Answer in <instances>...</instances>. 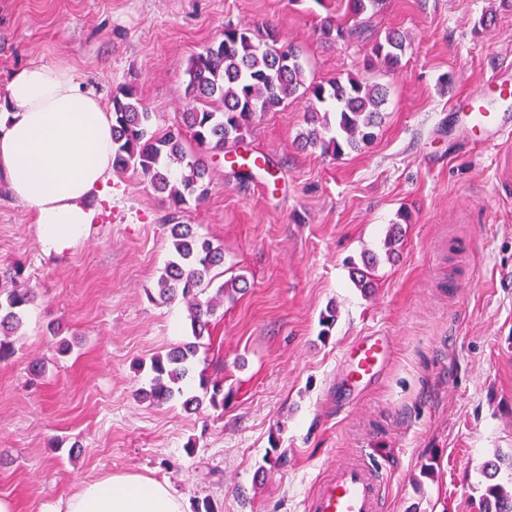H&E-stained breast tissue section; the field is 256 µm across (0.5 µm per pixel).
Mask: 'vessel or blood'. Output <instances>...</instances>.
<instances>
[{"instance_id": "obj_1", "label": "vessel or blood", "mask_w": 512, "mask_h": 512, "mask_svg": "<svg viewBox=\"0 0 512 512\" xmlns=\"http://www.w3.org/2000/svg\"><path fill=\"white\" fill-rule=\"evenodd\" d=\"M465 131L494 145L512 137V78L495 73L470 92L462 104ZM391 354L385 336L356 337L344 352L343 386L360 393L379 378ZM387 474L372 465L340 462L316 483L307 512H384Z\"/></svg>"}]
</instances>
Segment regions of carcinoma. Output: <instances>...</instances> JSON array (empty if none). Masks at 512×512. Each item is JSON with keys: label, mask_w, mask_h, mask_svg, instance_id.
<instances>
[{"label": "carcinoma", "mask_w": 512, "mask_h": 512, "mask_svg": "<svg viewBox=\"0 0 512 512\" xmlns=\"http://www.w3.org/2000/svg\"><path fill=\"white\" fill-rule=\"evenodd\" d=\"M383 0H347L348 13L354 19L376 9ZM359 25L344 27L327 18L322 27L326 39L345 38ZM410 47V41L399 31H390L384 41L375 43L366 68L384 67L396 70ZM187 91L198 100L221 104L217 111L193 108L181 113L179 120L162 135L151 131L152 113L148 112L136 90L125 85L112 96V169L140 171L157 193L166 195L171 212V252L158 286L165 300H186L194 341L172 348L151 363L153 376L143 398L158 403L181 401L186 411H195L204 402L224 406L223 385L200 378L203 395L187 391L193 378L194 359L200 340L209 332L211 318L218 304L204 297L212 270L224 262V251L201 237L189 224L177 223L178 213L189 200L204 201L210 191V162L229 147L238 146L259 112H273L288 98L301 94L309 101L308 129L301 136L303 146L318 148L324 155L338 156L344 149L357 150L376 138L382 108L387 101L386 89L363 77L346 80L330 78L306 83L301 51L281 41L272 28L250 25L224 26V38L192 56L186 70ZM335 121L329 120V115ZM192 140L204 149L202 154H189L184 143ZM182 165L180 176L171 175V164ZM34 299L30 288L10 290L8 305H0V334L18 330L22 309ZM503 460L484 463L482 473L487 480L479 512H512V486L495 482Z\"/></svg>", "instance_id": "1"}]
</instances>
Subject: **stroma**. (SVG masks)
<instances>
[{"label": "stroma", "mask_w": 512, "mask_h": 512, "mask_svg": "<svg viewBox=\"0 0 512 512\" xmlns=\"http://www.w3.org/2000/svg\"><path fill=\"white\" fill-rule=\"evenodd\" d=\"M328 2L0 0V90L27 65L70 64L104 105L135 86L157 133L195 107L189 59L228 23L273 25L308 80L363 75L388 91L376 139L336 158L301 148L309 103L289 98L239 149L266 173L243 181L214 158L209 196L185 207L224 251L214 285L247 283L197 357L224 383L217 409L140 395L152 358L192 338L184 303L156 294L168 203L142 174H113L88 237L61 255L0 183V265L35 292L0 362V497L15 512H65L82 482L125 472L168 482L188 512H305L315 481L355 453L388 473L387 512H474L479 465L512 455V142L453 131L457 102L512 72V0H383L336 41L319 27L344 21L346 0ZM392 29L411 39L401 68L366 70ZM367 252L364 291L351 269ZM370 332L391 338L392 358L344 396L342 354Z\"/></svg>", "instance_id": "35a3bbf8"}]
</instances>
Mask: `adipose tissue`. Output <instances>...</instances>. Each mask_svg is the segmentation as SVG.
<instances>
[{"label":"adipose tissue","instance_id":"adipose-tissue-1","mask_svg":"<svg viewBox=\"0 0 512 512\" xmlns=\"http://www.w3.org/2000/svg\"><path fill=\"white\" fill-rule=\"evenodd\" d=\"M112 177V114L68 65L36 63L0 95V180L29 209L45 253L87 237L88 201ZM66 512H187L169 484L120 473L84 482Z\"/></svg>","mask_w":512,"mask_h":512}]
</instances>
